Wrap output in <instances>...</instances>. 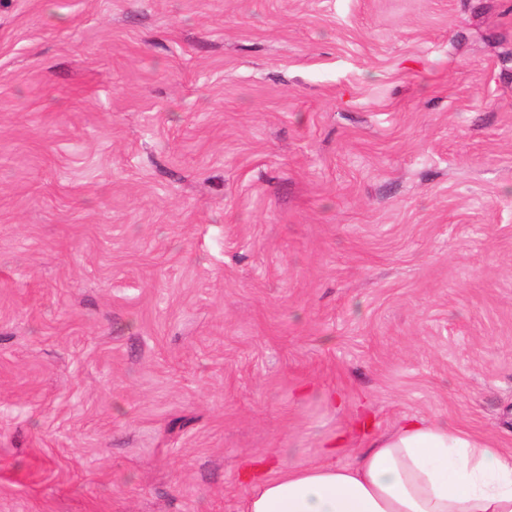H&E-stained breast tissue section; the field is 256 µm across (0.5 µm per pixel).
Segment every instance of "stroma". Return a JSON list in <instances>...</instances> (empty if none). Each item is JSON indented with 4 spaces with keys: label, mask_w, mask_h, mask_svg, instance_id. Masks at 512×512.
<instances>
[{
    "label": "stroma",
    "mask_w": 512,
    "mask_h": 512,
    "mask_svg": "<svg viewBox=\"0 0 512 512\" xmlns=\"http://www.w3.org/2000/svg\"><path fill=\"white\" fill-rule=\"evenodd\" d=\"M406 416L512 449V0H0V512Z\"/></svg>",
    "instance_id": "obj_1"
}]
</instances>
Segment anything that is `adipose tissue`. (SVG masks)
<instances>
[{
	"mask_svg": "<svg viewBox=\"0 0 512 512\" xmlns=\"http://www.w3.org/2000/svg\"><path fill=\"white\" fill-rule=\"evenodd\" d=\"M244 512H512V451L445 420L403 419L352 465L257 475Z\"/></svg>",
	"mask_w": 512,
	"mask_h": 512,
	"instance_id": "obj_1",
	"label": "adipose tissue"
}]
</instances>
